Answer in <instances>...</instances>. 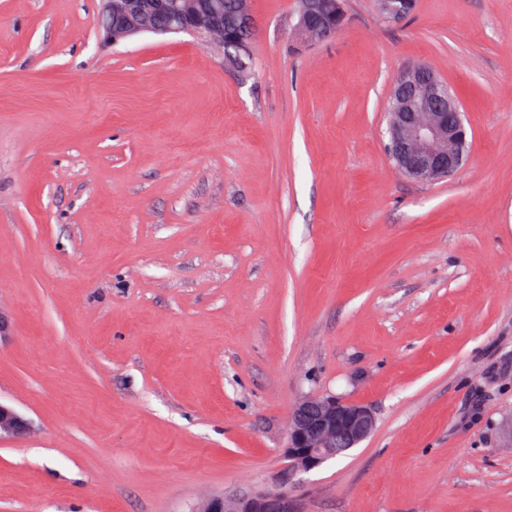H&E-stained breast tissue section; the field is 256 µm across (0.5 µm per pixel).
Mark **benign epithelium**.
Segmentation results:
<instances>
[{
  "label": "benign epithelium",
  "instance_id": "7a95c632",
  "mask_svg": "<svg viewBox=\"0 0 512 512\" xmlns=\"http://www.w3.org/2000/svg\"><path fill=\"white\" fill-rule=\"evenodd\" d=\"M99 28L107 41L144 32L184 33L217 39L224 30L222 0H102ZM408 0H378V14L391 22L405 18ZM317 0H303L297 26L312 36L335 34L344 19L343 5L336 4L337 16L316 11ZM253 26L251 0H242L236 13V27ZM219 40V39H217ZM225 57L241 62L246 46L233 39L219 40ZM388 151L394 163L411 179L432 184L455 174L467 160V129L456 96L428 67L414 64L403 68L391 91ZM376 425L371 409L363 404L344 403L332 397H309L292 411L285 457L288 465L278 485L250 496L229 500L210 498L204 512H295L288 494V480L308 473L357 447ZM28 424L12 408L0 404V435L19 436Z\"/></svg>",
  "mask_w": 512,
  "mask_h": 512
}]
</instances>
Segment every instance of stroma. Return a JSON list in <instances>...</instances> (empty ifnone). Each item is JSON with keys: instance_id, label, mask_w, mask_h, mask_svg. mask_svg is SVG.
Wrapping results in <instances>:
<instances>
[{"instance_id": "obj_1", "label": "stroma", "mask_w": 512, "mask_h": 512, "mask_svg": "<svg viewBox=\"0 0 512 512\" xmlns=\"http://www.w3.org/2000/svg\"><path fill=\"white\" fill-rule=\"evenodd\" d=\"M101 0H0V512H192L275 484L308 396L373 433L299 512H512V0H252L242 66L101 46ZM429 65L468 159L420 184L390 86ZM298 0V7H302L298 12L297 27L307 29L313 37L330 36L335 34L343 25L344 8L340 3L336 4L338 23L336 24V15L326 17L316 11L317 1ZM28 424L12 408L0 404V436L9 434L19 436L26 433Z\"/></svg>"}]
</instances>
